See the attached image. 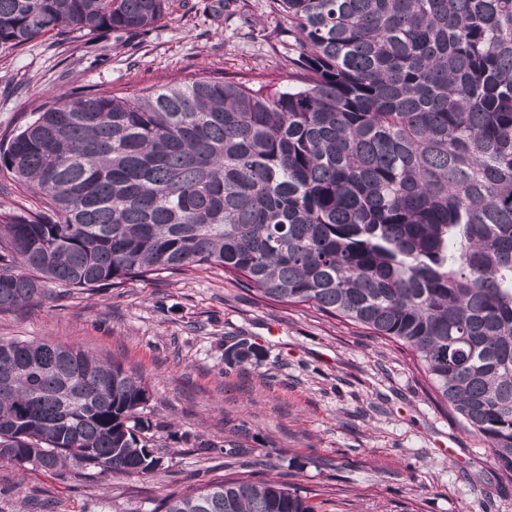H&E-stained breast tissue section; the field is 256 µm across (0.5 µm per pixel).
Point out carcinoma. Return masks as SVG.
I'll list each match as a JSON object with an SVG mask.
<instances>
[{
  "instance_id": "carcinoma-1",
  "label": "carcinoma",
  "mask_w": 512,
  "mask_h": 512,
  "mask_svg": "<svg viewBox=\"0 0 512 512\" xmlns=\"http://www.w3.org/2000/svg\"><path fill=\"white\" fill-rule=\"evenodd\" d=\"M269 92L195 80L65 91L0 139L43 198L0 212V310L218 268L408 351L512 477V0H275ZM168 0H0V49L146 32ZM264 358L224 349L233 368ZM149 391L79 347L0 340V461L161 469ZM154 512H319L301 487L211 479Z\"/></svg>"
}]
</instances>
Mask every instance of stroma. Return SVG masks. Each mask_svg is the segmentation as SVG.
Segmentation results:
<instances>
[{
    "instance_id": "obj_1",
    "label": "stroma",
    "mask_w": 512,
    "mask_h": 512,
    "mask_svg": "<svg viewBox=\"0 0 512 512\" xmlns=\"http://www.w3.org/2000/svg\"><path fill=\"white\" fill-rule=\"evenodd\" d=\"M207 2L170 0L144 35L92 46L45 35L0 49V136L73 87L132 96L209 77L286 87V23L268 0H238L218 18ZM49 292L0 311V338L77 345L121 364L150 392L163 465L145 477L72 467L54 476L0 462V512H153L170 492L240 473L299 484L322 512H512V483L487 445L392 342L304 305L259 302L216 270ZM242 338L264 359L225 368V347ZM232 439L242 446L234 457L192 446Z\"/></svg>"
}]
</instances>
